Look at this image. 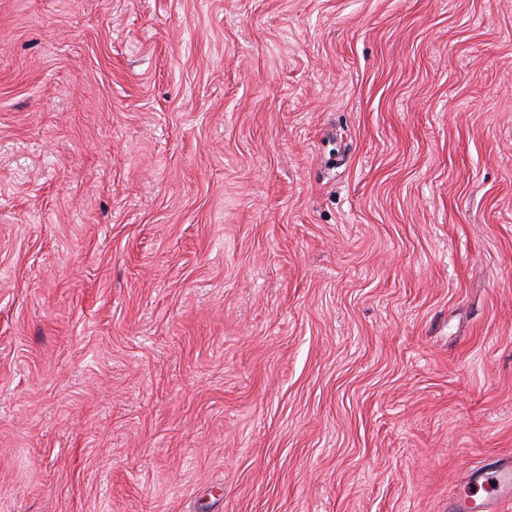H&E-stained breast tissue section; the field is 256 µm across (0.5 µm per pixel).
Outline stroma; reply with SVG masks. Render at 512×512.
<instances>
[{
  "mask_svg": "<svg viewBox=\"0 0 512 512\" xmlns=\"http://www.w3.org/2000/svg\"><path fill=\"white\" fill-rule=\"evenodd\" d=\"M512 459V0H0V512H448Z\"/></svg>",
  "mask_w": 512,
  "mask_h": 512,
  "instance_id": "1",
  "label": "stroma"
}]
</instances>
